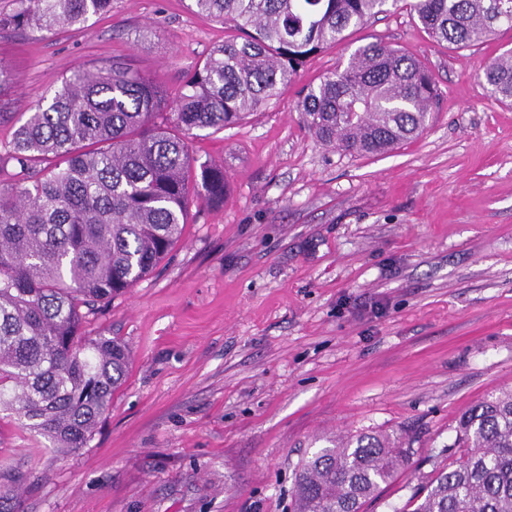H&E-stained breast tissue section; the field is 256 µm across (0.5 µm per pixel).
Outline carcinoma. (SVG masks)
Masks as SVG:
<instances>
[{
	"mask_svg": "<svg viewBox=\"0 0 512 512\" xmlns=\"http://www.w3.org/2000/svg\"><path fill=\"white\" fill-rule=\"evenodd\" d=\"M0 31L81 25L112 0H14ZM399 0H190L229 34L174 94L123 60L80 67L0 143V411L60 454L88 447L125 384L126 347L84 330L182 238L192 204H224V168L191 155L196 131L262 111L307 58ZM436 42L480 45L512 28V0H410ZM483 79L512 105V50ZM429 67L373 42L309 83L298 103L320 143L382 154L418 137L439 100ZM460 457L413 512H512V388L466 409ZM409 461L401 436L359 433L298 467L293 512H364Z\"/></svg>",
	"mask_w": 512,
	"mask_h": 512,
	"instance_id": "1",
	"label": "carcinoma"
}]
</instances>
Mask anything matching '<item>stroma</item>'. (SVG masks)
<instances>
[{
    "label": "stroma",
    "mask_w": 512,
    "mask_h": 512,
    "mask_svg": "<svg viewBox=\"0 0 512 512\" xmlns=\"http://www.w3.org/2000/svg\"><path fill=\"white\" fill-rule=\"evenodd\" d=\"M189 3L112 0L83 25L0 33V142L85 64L124 58L176 90L225 35ZM377 41L427 63L439 112L384 155L321 145L300 89ZM509 49L507 28L434 43L396 8L307 59L265 110L192 138L224 169L223 205L192 207L163 263L94 321L132 364L87 448L36 451L0 420V464L29 475L0 512H292L301 460L359 432L410 439L366 512H412L460 454V414L512 385V108L480 77Z\"/></svg>",
    "instance_id": "1"
}]
</instances>
